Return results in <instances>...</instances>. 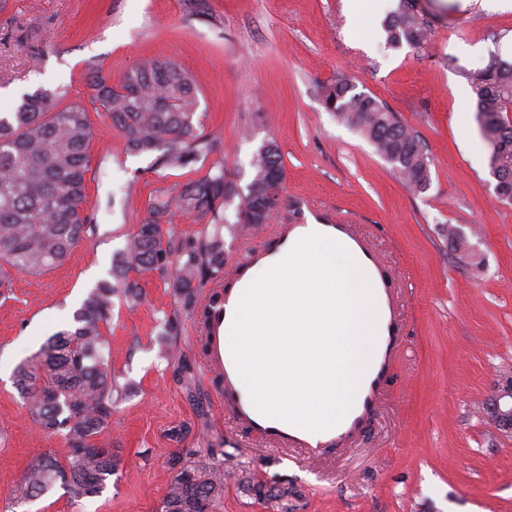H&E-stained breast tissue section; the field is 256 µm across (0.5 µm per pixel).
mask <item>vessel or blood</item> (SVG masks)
Listing matches in <instances>:
<instances>
[{
    "instance_id": "vessel-or-blood-1",
    "label": "vessel or blood",
    "mask_w": 512,
    "mask_h": 512,
    "mask_svg": "<svg viewBox=\"0 0 512 512\" xmlns=\"http://www.w3.org/2000/svg\"><path fill=\"white\" fill-rule=\"evenodd\" d=\"M294 230V225H280L274 247L248 248L228 273L232 285L241 289L247 288L260 266L287 254L296 243ZM315 230L356 254L361 259L368 277L376 285L379 314L378 350L362 374L361 386L351 408L339 424L326 431L311 432L285 422L267 421L254 408L250 397L240 392L239 375L230 348L221 346L219 336L215 335L211 338L209 350L211 366L222 368L224 371L226 412L237 422L248 425L252 431L289 448H318L324 445L346 444L369 420L377 405L385 376L401 350V339L398 335V303L391 286L386 282L379 254L364 237L353 234L349 225L319 224Z\"/></svg>"
}]
</instances>
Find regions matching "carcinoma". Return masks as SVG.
<instances>
[{
	"mask_svg": "<svg viewBox=\"0 0 512 512\" xmlns=\"http://www.w3.org/2000/svg\"><path fill=\"white\" fill-rule=\"evenodd\" d=\"M418 0H399L383 29L393 48L406 43L422 48L431 37L429 21ZM85 74L94 90L96 111L105 113L125 139L133 156L153 158L154 169L185 168L210 155L215 139L200 132L196 118L197 88L193 76L171 60H153L132 70L118 86L101 66L88 61ZM477 99L476 119L490 149L503 193L512 195V63L495 59L465 72ZM60 92L37 90L22 97L12 112L0 115V291L13 287L14 275H42L73 256L75 247L94 235L96 225L84 209L88 149L94 130L80 102L58 107ZM325 109L361 134L416 193L431 184V160L424 143L383 102L347 78L326 87ZM252 178L241 196L232 228L255 231L267 223L282 189L284 167L276 142L268 141L253 155ZM234 192L224 164L170 191L149 199L146 214L128 233L116 254L111 280L93 288L73 314L74 326L50 336L14 371L16 386L30 419L51 436L64 437L68 452L60 459L45 453L30 460L11 491L16 504L32 502L59 487L73 502L103 494L117 474L108 448L112 406L127 396L112 373L110 344L102 328L112 317L113 298L135 306L143 297L138 276L158 271L169 275V287L184 310L195 309L197 288L208 277L224 274V238L228 220L220 209ZM186 212L213 233L173 254L164 225ZM441 227L455 252L470 256L466 241ZM172 479L161 512H211L224 494L220 464H193L187 450L173 449L167 460ZM239 487L258 499L273 500L289 512L286 487L268 486L243 476Z\"/></svg>",
	"mask_w": 512,
	"mask_h": 512,
	"instance_id": "cac0c4a2",
	"label": "carcinoma"
}]
</instances>
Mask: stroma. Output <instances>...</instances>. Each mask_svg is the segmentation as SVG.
<instances>
[{
	"mask_svg": "<svg viewBox=\"0 0 512 512\" xmlns=\"http://www.w3.org/2000/svg\"><path fill=\"white\" fill-rule=\"evenodd\" d=\"M0 0V110L17 96L64 87L90 104L88 60L112 82L145 61L172 59L189 71L197 115L219 149L185 169L153 170L91 112L86 210L96 234L64 266L16 275L0 296V512H157L171 480L172 428L190 424L182 447L210 462L221 449L224 496L212 512H276L243 494L247 469L302 492L296 512H512V435L483 410L497 375L512 368V204L499 201L475 103L462 102L464 71L492 56L512 62V10L484 0H419L434 29L429 48L387 47L382 22L398 0ZM384 101L424 142L431 185L406 188L358 133L325 110L336 77ZM280 147L285 180L255 234L224 229V263L246 245L272 247L280 224L353 225L382 258L402 319V361L386 376L382 403L343 447L315 460L281 448L224 412V385L201 343L195 312L183 310L157 272L141 277V305L115 300L104 330L120 383L132 392L112 408L108 430L118 472L102 496L74 503L62 489L16 505L9 490L35 456H65L62 437L29 418L14 369L72 314L141 219L157 189L223 163L238 193L266 141ZM445 224L469 233L475 259L459 257Z\"/></svg>",
	"mask_w": 512,
	"mask_h": 512,
	"instance_id": "stroma-1",
	"label": "stroma"
}]
</instances>
